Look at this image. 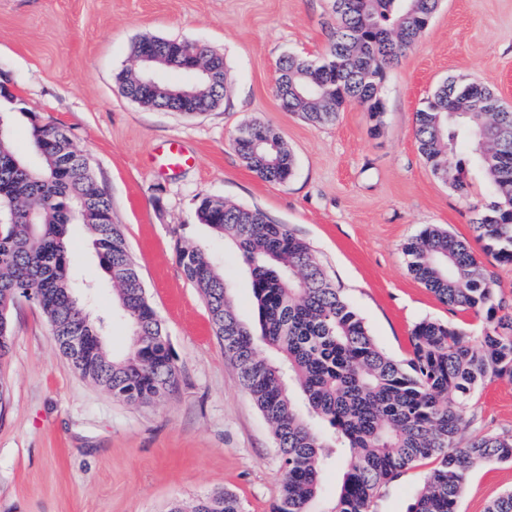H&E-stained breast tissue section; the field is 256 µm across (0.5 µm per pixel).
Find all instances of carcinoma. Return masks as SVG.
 <instances>
[{"label": "carcinoma", "mask_w": 512, "mask_h": 512, "mask_svg": "<svg viewBox=\"0 0 512 512\" xmlns=\"http://www.w3.org/2000/svg\"><path fill=\"white\" fill-rule=\"evenodd\" d=\"M328 56L332 70L317 75L310 60L285 55L278 62L275 94L291 112L314 124L333 123L351 104H366L376 81L397 65L425 31L439 0H331ZM132 54L171 59L167 86L187 90L186 66L201 63L213 76L211 94L225 92L223 57L206 46L143 38ZM127 94L152 89L117 75ZM497 93L479 83L446 81L415 112L414 135L432 172L463 190L465 170L456 153L470 151L494 200L477 214L476 239L503 264H512V111L495 110ZM31 165L18 156L0 123V360L10 350L9 317L16 296L34 294L54 344L70 357L66 336L85 326L83 357L72 362L81 376L131 404L163 399L178 383V366L161 320L151 305L112 204L85 154L55 126L30 115ZM232 144L246 165L268 182H284L293 155L274 128L253 123ZM198 220L232 242L251 276L258 321H241L216 258L184 243L177 260L187 281L205 299L215 335L235 364L243 387L273 429L281 463L272 512H369L388 481L430 457L439 465L425 479L407 512H457L468 473L490 461H512V435H481L456 443L468 406L491 378L512 379V313L499 314L496 281L469 245L431 226L404 246L409 273L441 302L483 311L479 340L463 327L423 320L411 332L412 351L397 361L374 342L363 318L327 276L310 245L285 224L256 209L204 198ZM71 224L83 225L99 265L112 282L113 299L132 330L128 350L116 356L76 293ZM277 353L262 354L260 345ZM342 468L335 495L323 510L322 476ZM192 512H242L237 497L216 491Z\"/></svg>", "instance_id": "cac0c4a2"}]
</instances>
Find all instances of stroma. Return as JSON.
<instances>
[{
  "label": "stroma",
  "instance_id": "1",
  "mask_svg": "<svg viewBox=\"0 0 512 512\" xmlns=\"http://www.w3.org/2000/svg\"><path fill=\"white\" fill-rule=\"evenodd\" d=\"M332 21L330 0H0V72L25 106L8 116L11 143L30 156L32 112L88 157L179 369L164 400L127 404L74 371L36 305L15 304L11 349L0 360V512H167L217 490L234 493L243 512H272L280 478L272 429L177 262L184 242L216 256L240 319L255 321L249 273L234 246L199 222L202 198L290 227L394 359L409 354L421 320L460 324L476 337L486 323L484 313L449 307L409 274L403 245L428 225L466 241L512 305V264L486 253L472 228L491 199L483 175L469 169L466 190L457 191L432 173L414 137L415 112L446 80L483 84L512 107V0H441L416 45L387 71L380 119L353 106L315 126L282 109L277 65L289 53L325 55ZM143 37L219 51L223 101L186 116L125 97L115 76L133 67L132 45ZM255 122L273 126L291 151L287 181L262 180L233 148L237 129ZM172 140L192 161L160 169L156 150ZM71 235L74 276L92 278L94 314L113 353H122L130 336L112 314V286L82 226ZM484 434L512 435V379L479 388L458 442ZM436 466L428 458L403 471L371 512H407ZM509 491L512 461L475 467L458 512H485Z\"/></svg>",
  "mask_w": 512,
  "mask_h": 512
}]
</instances>
